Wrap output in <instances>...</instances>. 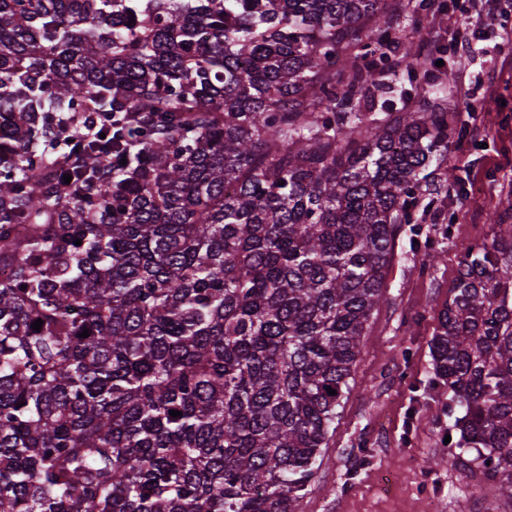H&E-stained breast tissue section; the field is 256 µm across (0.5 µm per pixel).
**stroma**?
<instances>
[{"label":"stroma","instance_id":"1","mask_svg":"<svg viewBox=\"0 0 512 512\" xmlns=\"http://www.w3.org/2000/svg\"><path fill=\"white\" fill-rule=\"evenodd\" d=\"M446 10L424 18L438 31L444 70L458 67L456 34L473 0H444ZM512 0H501L491 25L472 36L482 55L455 78L444 105L452 128L441 169L440 222L433 231L436 260L401 240L389 270L387 300L373 313L362 352L337 409L336 429L307 488L304 512H512V499L482 474L474 452L445 440L454 431L448 388L433 374L430 340L438 313L476 242L492 240L488 216L512 223Z\"/></svg>","mask_w":512,"mask_h":512}]
</instances>
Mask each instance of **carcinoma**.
<instances>
[{"mask_svg": "<svg viewBox=\"0 0 512 512\" xmlns=\"http://www.w3.org/2000/svg\"><path fill=\"white\" fill-rule=\"evenodd\" d=\"M408 31L404 0H0V512H303L439 195L451 77ZM401 73L429 90L367 118ZM494 223L430 346L456 447L512 498Z\"/></svg>", "mask_w": 512, "mask_h": 512, "instance_id": "cac0c4a2", "label": "carcinoma"}]
</instances>
